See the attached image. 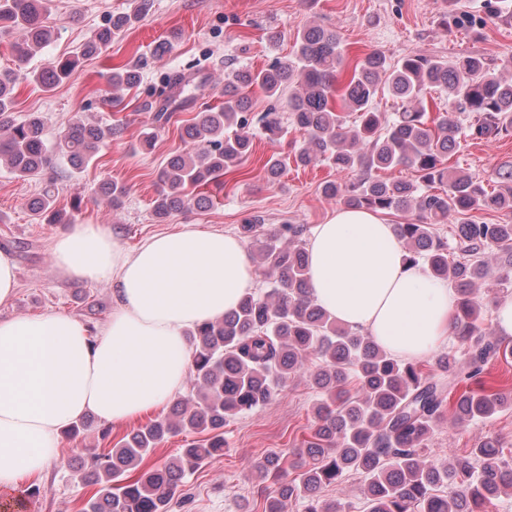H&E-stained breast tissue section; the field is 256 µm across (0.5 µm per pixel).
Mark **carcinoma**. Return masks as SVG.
Wrapping results in <instances>:
<instances>
[{"mask_svg":"<svg viewBox=\"0 0 512 512\" xmlns=\"http://www.w3.org/2000/svg\"><path fill=\"white\" fill-rule=\"evenodd\" d=\"M153 7L137 0L133 10L113 15L88 42L96 52L112 35L131 26ZM45 0H0V25L18 29L17 61L27 63L52 39L43 21ZM74 59L57 60L29 72L45 92L69 78ZM141 80V65L112 71V88L131 89ZM18 74L0 72V163L18 178L40 175L52 164L74 171L84 168L100 147L120 133L117 125L77 120L53 142L44 138L37 113L19 120L14 88ZM208 86L203 75L176 76L174 92L160 101L141 147L149 150L155 130L171 123L176 112L193 104ZM286 100L292 124L304 135L294 162L308 167L328 161L339 172L354 174L347 183L329 182L324 194L347 207L394 210L415 217L395 225L406 261L422 263L430 274L455 284L458 302L454 331L467 345L461 364L451 353L433 368L397 359L368 334L336 322L314 300L309 286L305 224H281L267 231L254 216L240 225L241 235L256 244L257 263L270 288L248 294L238 308L205 322L187 336L192 349L191 392L177 400L172 413L134 429L106 454H93L73 470L79 484L95 487L81 512H169L184 480L224 454V424L251 413L279 394L288 379L302 371L310 354L320 359L311 372L320 394L316 423L303 441L308 458L300 481H287L296 462L288 454H269L257 463V477L273 485L263 512H284L291 499L305 500V512H344L321 494L349 472L364 477L362 512H485L488 504L512 487V464L497 442L486 439L470 454L447 464L427 462L425 441L446 414L459 422L483 420L504 403L500 390L481 383L494 358L512 356V345L481 327L486 305L477 284L496 266L501 286L512 282V221H480L476 211L512 213V165L490 181L448 167V153L462 140H496L512 134V78L499 76L493 60L464 53L453 62L409 55L391 63L379 52L352 59L337 32L320 25L296 38L290 59L261 69H232L224 80V104L206 106L180 129L190 150L171 156L159 174L153 215L163 222L191 206L213 203L209 187L223 185L224 174L248 159L255 131L278 141L287 133L276 112L249 111L247 90ZM399 102L387 119L374 107L379 90ZM443 91V104L427 94ZM357 119L347 124L344 113ZM473 121L465 125L459 115ZM405 166L418 183L387 180L379 172ZM56 182L45 183L30 210L49 224L63 221L56 208ZM126 186L104 181L99 201L117 210ZM458 217L463 260H448V242L433 226ZM201 434L160 467L145 464L170 437Z\"/></svg>","mask_w":512,"mask_h":512,"instance_id":"carcinoma-1","label":"carcinoma"}]
</instances>
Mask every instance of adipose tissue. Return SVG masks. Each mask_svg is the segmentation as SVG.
Wrapping results in <instances>:
<instances>
[{"mask_svg":"<svg viewBox=\"0 0 512 512\" xmlns=\"http://www.w3.org/2000/svg\"><path fill=\"white\" fill-rule=\"evenodd\" d=\"M49 250L68 276L111 283L112 316L96 333L56 311L0 320L1 492L40 475L84 414L122 425L169 403L190 367L188 333L234 311L258 276L234 233L191 224L133 249L105 225L77 224ZM308 252L312 294L342 325L403 359L447 341L454 288L408 266L378 213L336 210L316 225Z\"/></svg>","mask_w":512,"mask_h":512,"instance_id":"ef3b65f1","label":"adipose tissue"}]
</instances>
